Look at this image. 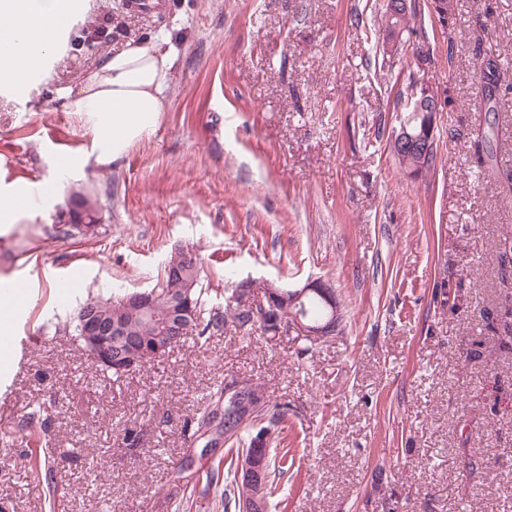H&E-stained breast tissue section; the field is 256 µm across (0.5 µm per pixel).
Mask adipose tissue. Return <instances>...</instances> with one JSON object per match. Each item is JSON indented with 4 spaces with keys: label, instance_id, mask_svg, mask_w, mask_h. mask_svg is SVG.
<instances>
[{
    "label": "adipose tissue",
    "instance_id": "1",
    "mask_svg": "<svg viewBox=\"0 0 512 512\" xmlns=\"http://www.w3.org/2000/svg\"><path fill=\"white\" fill-rule=\"evenodd\" d=\"M74 0H0V16L28 21L16 44L0 51V93L19 94L41 73L62 46L71 23ZM176 51L169 36L126 45L90 73L77 91L68 93L71 111L95 119L96 146L104 157H118L133 140L148 132L165 109ZM54 183L39 196L19 188L0 189V223L13 224L33 215L37 199H49Z\"/></svg>",
    "mask_w": 512,
    "mask_h": 512
}]
</instances>
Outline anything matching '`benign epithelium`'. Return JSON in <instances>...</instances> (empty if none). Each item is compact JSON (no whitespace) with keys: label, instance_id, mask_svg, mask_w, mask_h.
<instances>
[{"label":"benign epithelium","instance_id":"benign-epithelium-1","mask_svg":"<svg viewBox=\"0 0 512 512\" xmlns=\"http://www.w3.org/2000/svg\"><path fill=\"white\" fill-rule=\"evenodd\" d=\"M440 101L438 94L429 85L419 82L415 84L407 97L405 107L406 111L414 112L426 118V128L420 133H413L409 130L406 123H401L399 128L394 130L393 142L401 150V156L411 157L413 155L424 157L434 147L433 131L429 127L433 126V118L436 112L440 111ZM267 304L261 305V309H266V305H275L283 300L285 304H294L300 301L309 293L317 294L330 310V319L322 324H311L293 312H288V319L274 320L273 330L281 331L284 327H291L299 333L314 341L319 342L329 336H333L339 329V322L335 321L338 317V305L332 294L326 291V285L317 282L310 283L297 291H283L280 287L273 284L266 285L265 289ZM152 292H134L122 300L125 307L136 306L140 310L149 313L153 310ZM83 348L91 358L99 365L112 363V338L125 334L123 323L118 319L110 322H101L95 316L90 315L83 320L82 326ZM161 354L160 350H151L145 347L132 348L123 357V360L117 363L120 369L131 370L136 365L145 362L149 358H155ZM227 386V392L233 394L241 408L257 413L260 405L253 401V384L243 380H231L224 382ZM264 462L254 456H246L241 459L239 471H243L250 476L258 479L262 478ZM262 493V486L257 488L247 487L242 490L240 512H253L255 507L259 506V496Z\"/></svg>","mask_w":512,"mask_h":512}]
</instances>
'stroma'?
Here are the masks:
<instances>
[{
	"label": "stroma",
	"mask_w": 512,
	"mask_h": 512,
	"mask_svg": "<svg viewBox=\"0 0 512 512\" xmlns=\"http://www.w3.org/2000/svg\"><path fill=\"white\" fill-rule=\"evenodd\" d=\"M121 2L86 0L48 71L0 94V187H57L35 218L0 224V285L26 293L11 333L36 339L0 370V512H50L33 460L61 480L64 512H179L184 496L186 512H223L222 486L195 471L219 451L193 425L232 378L287 406L285 512H512V350L498 340L512 307L499 263L512 238V0L488 15L454 0L448 31L431 0H410L414 51L392 58L366 37L385 0H165L152 19ZM165 34L178 48L165 111L117 160H92L94 122L63 90ZM488 58L501 72L493 112ZM413 80L447 101L436 165L416 177L389 149ZM482 133L503 168L480 166ZM63 152L83 165L60 172ZM78 195L100 221L67 234L59 215ZM178 248L214 299L245 280L257 298L322 281L341 331L315 346L293 328L189 341L104 378L75 338L76 310L153 288ZM39 405L47 440L16 436Z\"/></svg>",
	"instance_id": "stroma-1"
}]
</instances>
